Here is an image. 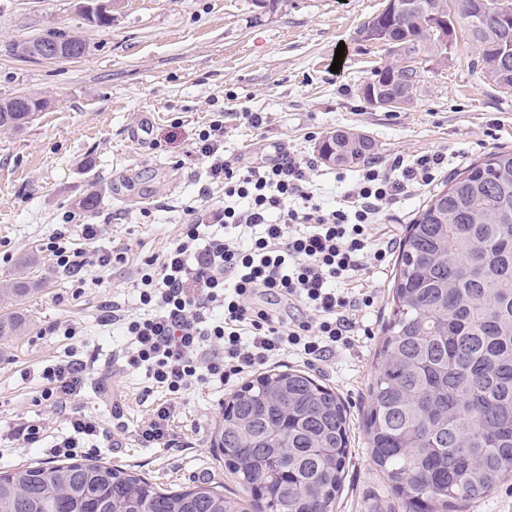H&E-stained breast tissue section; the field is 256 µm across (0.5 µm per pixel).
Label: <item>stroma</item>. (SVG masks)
<instances>
[{"label": "stroma", "mask_w": 512, "mask_h": 512, "mask_svg": "<svg viewBox=\"0 0 512 512\" xmlns=\"http://www.w3.org/2000/svg\"><path fill=\"white\" fill-rule=\"evenodd\" d=\"M81 3L0 0V99L28 94L48 102L22 131H0V280L22 274L35 288L23 306L25 332L0 338V434L27 419L42 421L48 436L67 433V411L37 396L41 370L74 351L89 369L75 407L97 416L105 431L126 428L121 448L100 439L90 458L168 490L220 482L236 494L211 438L239 382L183 393L178 450L145 447L135 430L163 394L147 392L143 373L115 361L119 340L100 324L103 302L136 309V267L177 237L189 220L185 206L221 201V193L201 194L205 163L193 151L200 130L223 119L224 156L238 168L273 159L282 145L316 154L338 130L368 135L374 159L444 148L440 187L470 163L512 151V90L488 84L478 50L462 36L447 63L424 73L412 103L394 112L368 106L358 90L384 52L358 30L383 0H120L107 27L85 20ZM49 29L78 32L89 52L61 62L13 56L12 43ZM245 112L262 113L263 125L244 124ZM136 129L142 142L131 139ZM93 189L96 208L80 209ZM61 224L103 225L96 249L125 253L126 262L83 271L97 285L77 292L43 249ZM394 266L387 260L363 283L375 296L372 308L356 314L368 335L313 366L291 354L279 359L331 387L348 409L351 447L336 512H402L369 457L362 425ZM59 324L74 325L76 336L56 332Z\"/></svg>", "instance_id": "stroma-1"}]
</instances>
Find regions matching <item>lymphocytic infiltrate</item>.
<instances>
[{"label":"lymphocytic infiltrate","mask_w":512,"mask_h":512,"mask_svg":"<svg viewBox=\"0 0 512 512\" xmlns=\"http://www.w3.org/2000/svg\"><path fill=\"white\" fill-rule=\"evenodd\" d=\"M224 134L223 121L216 120L195 143L208 160L210 183L224 189L223 203L186 206L189 224L138 269V312L115 301L101 318L124 338L117 352L123 366L143 371L151 387L166 394L136 430L149 447H177V399L191 387H224L288 351L311 364L351 346L353 313L374 299L348 287L393 249V239L377 236L376 224L391 206L432 184L448 163L442 150L408 161L397 157L387 166L365 162L329 207L313 180L315 158L283 146L274 159L241 171L224 158ZM44 248L71 277L124 259L72 247L65 229L50 235ZM87 376L86 362L76 357L46 367L40 397L65 407L81 394ZM69 424L68 435L50 440L41 423L26 421L11 438L46 447L55 458H74L105 435L85 414L71 416Z\"/></svg>","instance_id":"lymphocytic-infiltrate-1"}]
</instances>
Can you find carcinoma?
Returning a JSON list of instances; mask_svg holds the SVG:
<instances>
[{"label":"carcinoma","mask_w":512,"mask_h":512,"mask_svg":"<svg viewBox=\"0 0 512 512\" xmlns=\"http://www.w3.org/2000/svg\"><path fill=\"white\" fill-rule=\"evenodd\" d=\"M390 24L387 56L371 78L407 103L420 70L407 58L443 63L433 16L464 20L485 78L512 89V0H405ZM74 59L84 38L48 31ZM47 108L29 95L0 100V128ZM373 149L358 132L319 146L324 161L355 165ZM23 278L0 282V302L20 303ZM22 321L0 314V337ZM365 418L370 458L404 512H453L512 479V151L487 155L437 190L407 226L391 287ZM348 433L336 393L305 372L275 368L224 403L214 447L260 512H334ZM0 512H245L243 500L202 483L165 490L99 460L30 464L0 472Z\"/></svg>","instance_id":"1"}]
</instances>
